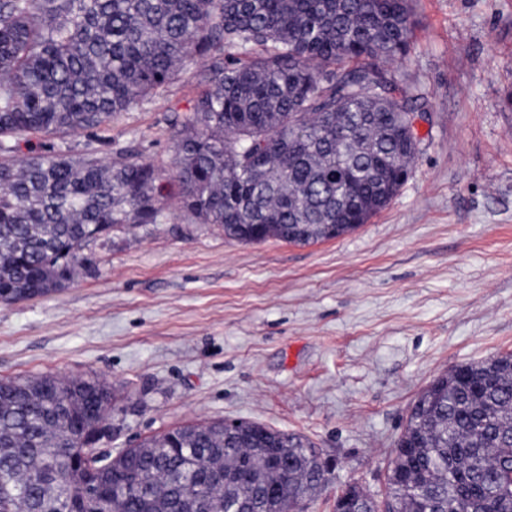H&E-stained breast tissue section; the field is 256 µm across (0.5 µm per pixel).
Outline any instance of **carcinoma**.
I'll return each instance as SVG.
<instances>
[{"mask_svg":"<svg viewBox=\"0 0 512 512\" xmlns=\"http://www.w3.org/2000/svg\"><path fill=\"white\" fill-rule=\"evenodd\" d=\"M411 30L410 0H0V293L66 287L89 242L158 223L174 186L198 223L245 243L367 223L419 153L427 101L387 68ZM198 60L171 172L30 148L109 124ZM110 411L94 378L1 379L0 512H302L325 482L306 437L219 421L100 456ZM412 411L384 496L348 485V512H512V353L436 377Z\"/></svg>","mask_w":512,"mask_h":512,"instance_id":"1","label":"carcinoma"}]
</instances>
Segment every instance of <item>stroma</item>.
Returning <instances> with one entry per match:
<instances>
[{
    "label": "stroma",
    "mask_w": 512,
    "mask_h": 512,
    "mask_svg": "<svg viewBox=\"0 0 512 512\" xmlns=\"http://www.w3.org/2000/svg\"><path fill=\"white\" fill-rule=\"evenodd\" d=\"M406 68L428 96L421 151L391 204L339 238L240 243L164 204L90 242L62 291L0 302V379L94 377L116 396V455L172 428L249 419L334 464L305 512L355 483L382 496L432 379L512 352V0H414ZM190 64L112 123L46 145L170 169Z\"/></svg>",
    "instance_id": "35a3bbf8"
}]
</instances>
